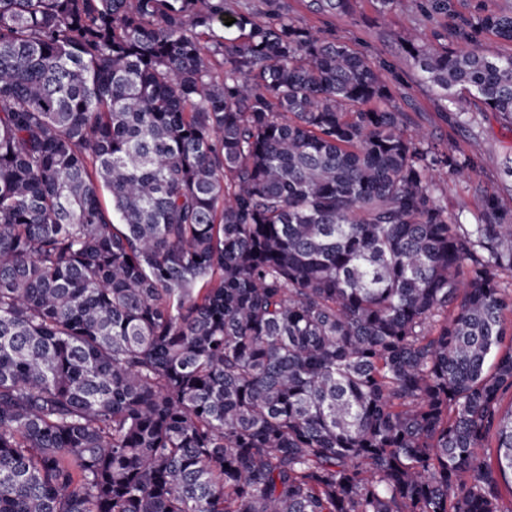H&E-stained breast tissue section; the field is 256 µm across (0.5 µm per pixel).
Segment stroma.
Returning a JSON list of instances; mask_svg holds the SVG:
<instances>
[{
  "label": "stroma",
  "mask_w": 512,
  "mask_h": 512,
  "mask_svg": "<svg viewBox=\"0 0 512 512\" xmlns=\"http://www.w3.org/2000/svg\"><path fill=\"white\" fill-rule=\"evenodd\" d=\"M288 10L303 26L331 34L358 52L385 61L391 68V89L400 109L411 118V129L426 132L431 140L448 144L464 143L480 158V167L468 181H456L447 171L435 173L437 194L449 212L466 208L469 219H476L485 192L498 194L512 208V177L504 172L505 158L512 157V120L487 109L478 98L461 102L468 114L466 128L455 127L443 101L418 77V70L404 49L407 38L422 32L432 47L442 21H430L418 11L380 13L373 0H352L349 11L319 16L308 12L302 0H287Z\"/></svg>",
  "instance_id": "35a3bbf8"
}]
</instances>
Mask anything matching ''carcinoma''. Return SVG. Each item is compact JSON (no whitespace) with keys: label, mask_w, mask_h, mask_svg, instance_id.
<instances>
[{"label":"carcinoma","mask_w":512,"mask_h":512,"mask_svg":"<svg viewBox=\"0 0 512 512\" xmlns=\"http://www.w3.org/2000/svg\"><path fill=\"white\" fill-rule=\"evenodd\" d=\"M375 2L512 120V13ZM263 6L0 0V512H501L512 209L449 214L477 156Z\"/></svg>","instance_id":"carcinoma-1"}]
</instances>
